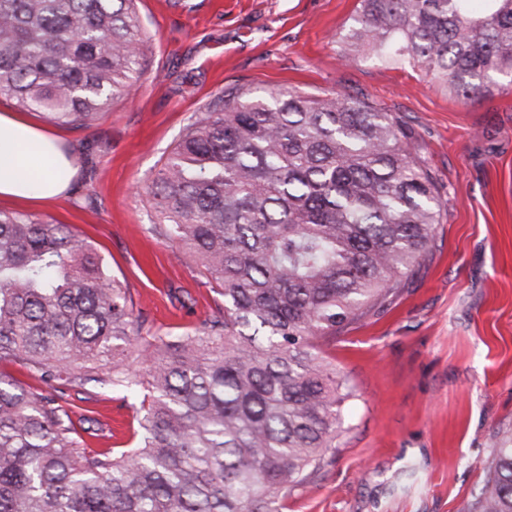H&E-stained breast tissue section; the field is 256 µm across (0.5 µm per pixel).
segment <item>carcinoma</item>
<instances>
[{
    "instance_id": "obj_1",
    "label": "carcinoma",
    "mask_w": 512,
    "mask_h": 512,
    "mask_svg": "<svg viewBox=\"0 0 512 512\" xmlns=\"http://www.w3.org/2000/svg\"><path fill=\"white\" fill-rule=\"evenodd\" d=\"M136 0H0V98L93 121L138 77ZM350 58L412 62L465 98L512 77V0H360ZM390 112L339 93L226 92L148 187L219 315L162 336L68 224L0 210V512H279L354 397L324 348L383 310L430 252L435 185ZM147 379L127 368L132 348ZM140 399L139 441L83 446L64 403L86 369ZM468 512H512V438Z\"/></svg>"
}]
</instances>
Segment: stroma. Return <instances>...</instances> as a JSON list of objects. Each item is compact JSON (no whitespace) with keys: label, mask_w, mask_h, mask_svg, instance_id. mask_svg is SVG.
Listing matches in <instances>:
<instances>
[{"label":"stroma","mask_w":512,"mask_h":512,"mask_svg":"<svg viewBox=\"0 0 512 512\" xmlns=\"http://www.w3.org/2000/svg\"><path fill=\"white\" fill-rule=\"evenodd\" d=\"M358 0H137L144 63L127 94L57 135L77 174L36 214L70 225L162 334L215 314L197 265L145 194L184 127L224 91L341 93L397 116L441 215L432 249L383 312L326 354L353 387L341 434L282 512H467L481 463L512 433V79L467 100L418 66L348 59ZM69 401L87 448L135 445L138 401L98 383Z\"/></svg>","instance_id":"1"}]
</instances>
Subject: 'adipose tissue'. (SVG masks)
Masks as SVG:
<instances>
[{
  "instance_id": "1",
  "label": "adipose tissue",
  "mask_w": 512,
  "mask_h": 512,
  "mask_svg": "<svg viewBox=\"0 0 512 512\" xmlns=\"http://www.w3.org/2000/svg\"><path fill=\"white\" fill-rule=\"evenodd\" d=\"M77 169L54 135L0 113V200L40 205L63 195Z\"/></svg>"
}]
</instances>
